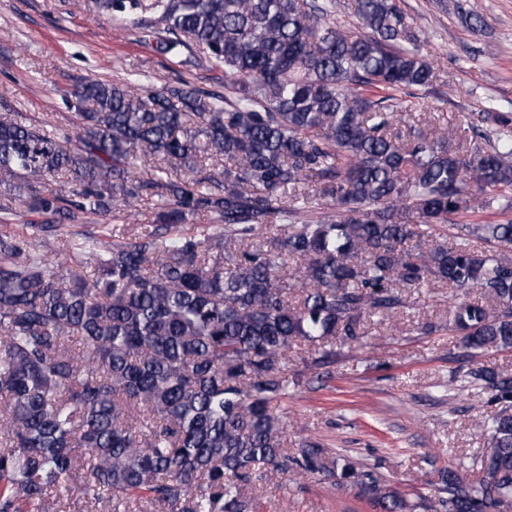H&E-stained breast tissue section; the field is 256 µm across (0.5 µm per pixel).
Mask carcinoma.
<instances>
[{
  "label": "carcinoma",
  "instance_id": "obj_1",
  "mask_svg": "<svg viewBox=\"0 0 512 512\" xmlns=\"http://www.w3.org/2000/svg\"><path fill=\"white\" fill-rule=\"evenodd\" d=\"M161 54L224 67L223 96L87 78L74 144L0 114V210L106 216L155 201L112 240L0 232V512H250L276 476L339 475L377 512H512V376L492 394L475 483L412 501L317 442L288 451L278 401L299 342H353L441 282L467 347L512 349V112L423 114L437 64L397 0H94ZM357 26L331 21L339 10ZM55 182L60 189L49 190ZM205 214L215 235L177 232ZM261 239L253 242L257 231ZM499 201H495L491 208L479 210L476 213H468L464 217L457 218L465 223L475 222L484 224L486 222L497 223L512 219V211L502 212L498 209Z\"/></svg>",
  "mask_w": 512,
  "mask_h": 512
}]
</instances>
